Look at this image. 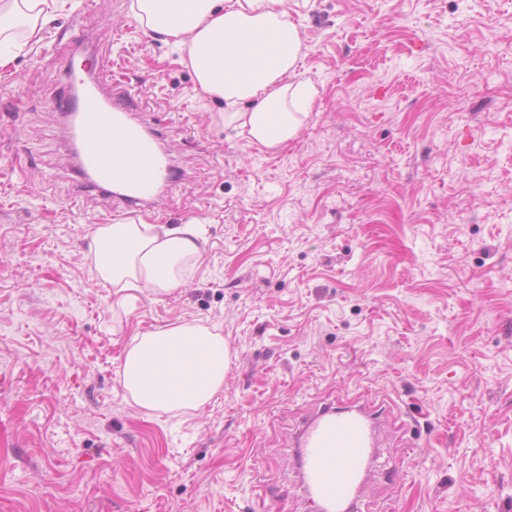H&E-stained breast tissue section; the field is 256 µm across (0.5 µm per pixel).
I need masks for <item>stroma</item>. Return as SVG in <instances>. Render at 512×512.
Returning a JSON list of instances; mask_svg holds the SVG:
<instances>
[{
  "label": "stroma",
  "instance_id": "1",
  "mask_svg": "<svg viewBox=\"0 0 512 512\" xmlns=\"http://www.w3.org/2000/svg\"><path fill=\"white\" fill-rule=\"evenodd\" d=\"M84 0L0 71V512H310L292 436L387 398L363 500L512 512V0H289L317 89L287 146H250L133 0ZM92 48L184 173L148 224L204 226L183 286L121 301L88 244L67 63ZM82 195L80 208L65 202ZM199 320L223 389L173 416L127 399L132 338Z\"/></svg>",
  "mask_w": 512,
  "mask_h": 512
}]
</instances>
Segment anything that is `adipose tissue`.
<instances>
[{
  "instance_id": "obj_1",
  "label": "adipose tissue",
  "mask_w": 512,
  "mask_h": 512,
  "mask_svg": "<svg viewBox=\"0 0 512 512\" xmlns=\"http://www.w3.org/2000/svg\"><path fill=\"white\" fill-rule=\"evenodd\" d=\"M60 0H0V69L15 33L41 39ZM142 28L173 43L191 69L199 95L224 105L225 125L249 144L278 148L296 138L314 96L295 81L306 47L288 0H135ZM193 224L99 226L90 243L97 277L122 291L178 288L201 258ZM229 354L215 328L199 322L133 337L119 367L122 388L140 406L197 411L224 387Z\"/></svg>"
}]
</instances>
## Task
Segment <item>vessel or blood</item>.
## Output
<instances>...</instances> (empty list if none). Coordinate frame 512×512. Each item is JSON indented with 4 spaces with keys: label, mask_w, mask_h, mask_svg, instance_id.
Masks as SVG:
<instances>
[{
    "label": "vessel or blood",
    "mask_w": 512,
    "mask_h": 512,
    "mask_svg": "<svg viewBox=\"0 0 512 512\" xmlns=\"http://www.w3.org/2000/svg\"><path fill=\"white\" fill-rule=\"evenodd\" d=\"M85 77L90 83L82 100L66 94L54 104L56 111L78 119L83 187L109 191L116 217L157 211L178 181L159 137L133 119L132 95L125 84L113 80L108 61L96 56L70 68V82ZM116 151L130 158L120 170L112 167ZM387 411L384 399L365 391L323 404L302 421L294 446L302 485L316 512H362L360 492Z\"/></svg>",
    "instance_id": "1"
}]
</instances>
